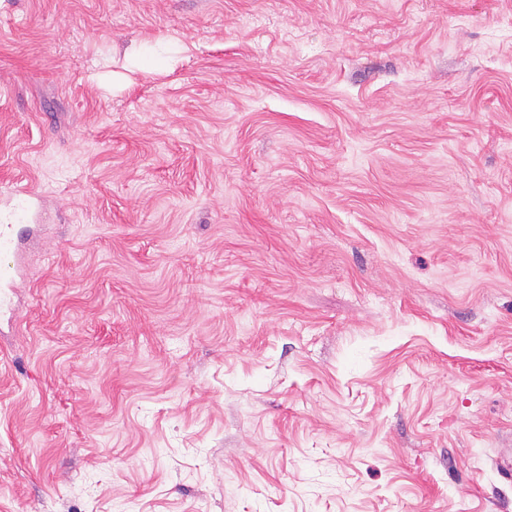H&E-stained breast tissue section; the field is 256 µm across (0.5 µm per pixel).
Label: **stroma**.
<instances>
[{
	"label": "stroma",
	"mask_w": 512,
	"mask_h": 512,
	"mask_svg": "<svg viewBox=\"0 0 512 512\" xmlns=\"http://www.w3.org/2000/svg\"><path fill=\"white\" fill-rule=\"evenodd\" d=\"M0 512H512V0H0ZM26 207L18 205L7 212L0 214V257L7 256L8 262L1 261L0 265V310L8 306L10 294L18 288L17 265L14 246V229L22 219Z\"/></svg>",
	"instance_id": "35a3bbf8"
}]
</instances>
